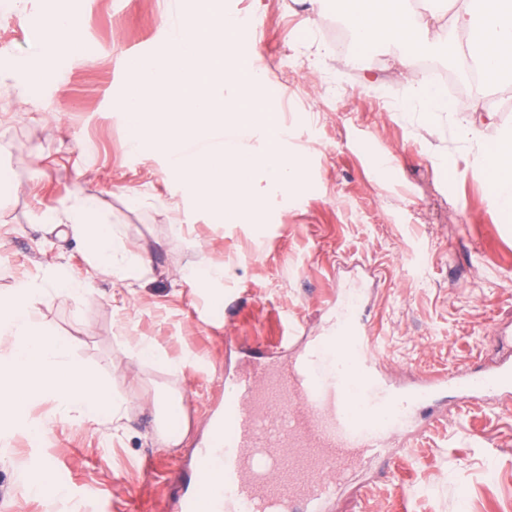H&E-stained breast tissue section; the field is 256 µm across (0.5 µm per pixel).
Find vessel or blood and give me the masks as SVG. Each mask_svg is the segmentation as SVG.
Listing matches in <instances>:
<instances>
[{"instance_id":"vessel-or-blood-1","label":"vessel or blood","mask_w":512,"mask_h":512,"mask_svg":"<svg viewBox=\"0 0 512 512\" xmlns=\"http://www.w3.org/2000/svg\"><path fill=\"white\" fill-rule=\"evenodd\" d=\"M339 351L297 352L288 362L224 381V412L211 424L200 467L209 488L187 492L181 512L213 495L219 512H323L350 466L382 454L414 417L450 395L458 407L496 401L512 389V360L459 368L395 388L380 372L383 355L367 320L337 323ZM362 396L351 402L349 380Z\"/></svg>"}]
</instances>
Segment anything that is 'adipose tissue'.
<instances>
[{
  "label": "adipose tissue",
  "instance_id": "ef3b65f1",
  "mask_svg": "<svg viewBox=\"0 0 512 512\" xmlns=\"http://www.w3.org/2000/svg\"><path fill=\"white\" fill-rule=\"evenodd\" d=\"M348 24L358 45L383 43L395 61L411 70L420 52L437 50L449 32L462 34L461 53L490 81L512 78V0H402L389 9L385 0H351ZM490 192L498 208L512 213V145L485 155ZM47 224L67 223L83 240L94 270L119 274L123 286L139 281L147 265L129 250L115 226L85 198L65 212L50 208Z\"/></svg>",
  "mask_w": 512,
  "mask_h": 512
}]
</instances>
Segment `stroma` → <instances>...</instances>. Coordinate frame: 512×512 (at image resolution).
I'll return each mask as SVG.
<instances>
[{
  "label": "stroma",
  "instance_id": "obj_1",
  "mask_svg": "<svg viewBox=\"0 0 512 512\" xmlns=\"http://www.w3.org/2000/svg\"><path fill=\"white\" fill-rule=\"evenodd\" d=\"M204 4L256 22L247 51L277 98L285 147L305 160L303 178L254 220L201 208L162 153L127 146L132 60L159 56L167 18ZM53 9L82 21L55 82L33 31ZM348 9L347 0L315 14L299 0H29L20 17L0 4V294L51 262L89 280L82 294L46 299L41 325L77 337L74 358L124 411L113 434L32 401L30 420L53 426L0 444V512H178L225 370L272 349L290 326L308 340L325 335L337 290L358 281L371 290L368 320L393 382L501 358L499 339L512 336V219L490 196L482 152L512 135V94L500 84L427 113L415 77L383 47L336 49ZM29 81L32 105L15 95ZM480 101L492 122L475 113ZM471 123L474 136L463 137ZM381 156L392 161L385 177ZM84 196L128 248L148 254L151 271L134 287L93 274L68 226L42 222L47 208ZM201 259L224 268L219 320L183 278ZM141 340L163 362L132 357ZM187 351L196 366L175 369ZM169 388L183 399L171 427L184 438L163 448L152 403ZM34 480L66 494L32 495ZM325 512H512V404L441 402L433 425L387 462L355 464Z\"/></svg>",
  "mask_w": 512,
  "mask_h": 512
}]
</instances>
